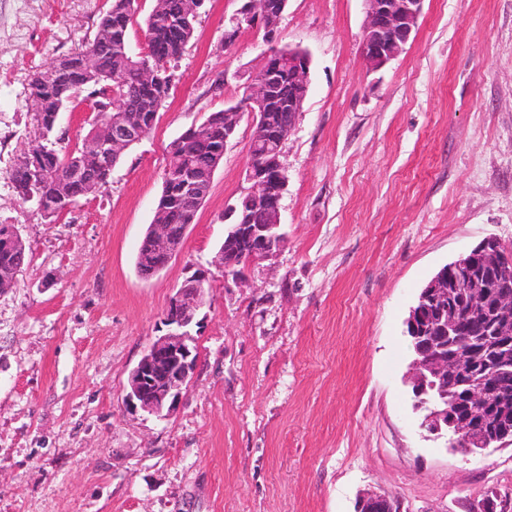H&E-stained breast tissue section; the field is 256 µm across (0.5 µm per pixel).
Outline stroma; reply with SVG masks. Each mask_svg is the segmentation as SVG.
I'll use <instances>...</instances> for the list:
<instances>
[{"label": "stroma", "instance_id": "1", "mask_svg": "<svg viewBox=\"0 0 512 512\" xmlns=\"http://www.w3.org/2000/svg\"><path fill=\"white\" fill-rule=\"evenodd\" d=\"M105 2L0 0V224L28 253L0 293V512H354L371 490L409 512H477L487 488L512 496V444L424 437L404 334L442 266L487 236L512 247V0H426L414 42L377 72L362 0H288L278 44L311 67L283 148V248L236 279L214 264L247 187L245 118L181 253L148 280L136 255L167 147L240 99L265 45L247 30L226 46L243 0H207L154 129L50 223L10 180L37 130L25 79L92 38ZM199 268L181 403L133 409L128 373Z\"/></svg>", "mask_w": 512, "mask_h": 512}]
</instances>
